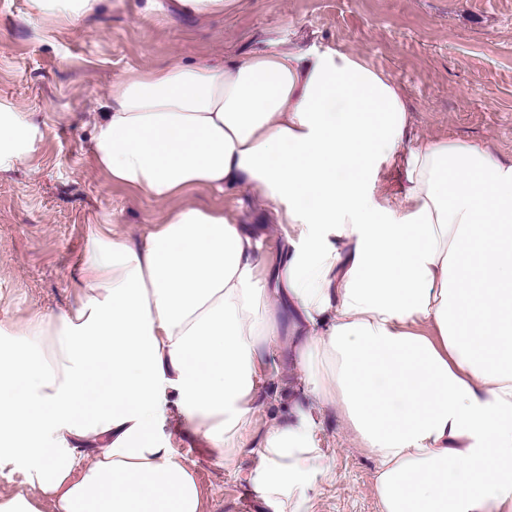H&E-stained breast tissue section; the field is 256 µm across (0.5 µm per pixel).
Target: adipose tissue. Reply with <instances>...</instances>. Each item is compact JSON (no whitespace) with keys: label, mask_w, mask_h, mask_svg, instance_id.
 <instances>
[{"label":"adipose tissue","mask_w":512,"mask_h":512,"mask_svg":"<svg viewBox=\"0 0 512 512\" xmlns=\"http://www.w3.org/2000/svg\"><path fill=\"white\" fill-rule=\"evenodd\" d=\"M404 92L365 57L272 49L117 78L88 145L108 182L174 207L138 243L90 237L76 307L0 354V512H202L163 427L243 451L278 301L294 306L305 398L374 460L381 512H512V163L415 143ZM400 163L392 198L385 166ZM248 182L288 227L259 243L187 191ZM312 419L266 431L251 472L270 512H309Z\"/></svg>","instance_id":"ef3b65f1"}]
</instances>
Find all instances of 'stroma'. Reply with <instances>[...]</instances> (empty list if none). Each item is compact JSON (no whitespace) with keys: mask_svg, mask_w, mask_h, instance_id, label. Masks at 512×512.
Masks as SVG:
<instances>
[{"mask_svg":"<svg viewBox=\"0 0 512 512\" xmlns=\"http://www.w3.org/2000/svg\"><path fill=\"white\" fill-rule=\"evenodd\" d=\"M102 0L79 24L36 14L30 0H0V118L24 125L28 154L0 171V348L29 317L72 306L85 246L99 225L138 242L167 204L107 183L87 145L112 83L128 69L237 60L292 44L366 57L406 95L418 140H464L512 161V0H233L200 19ZM188 203L222 207L252 232L268 261L285 250L281 225L252 186ZM295 339L270 346L277 369L258 383L245 452L225 465L181 416L165 431L185 454L204 512H266L248 484L272 420L305 405ZM326 474L312 480L310 512H378L373 462L338 409H312Z\"/></svg>","mask_w":512,"mask_h":512,"instance_id":"1","label":"stroma"}]
</instances>
